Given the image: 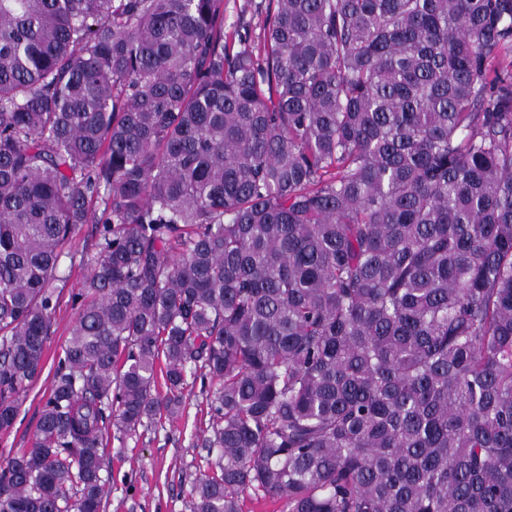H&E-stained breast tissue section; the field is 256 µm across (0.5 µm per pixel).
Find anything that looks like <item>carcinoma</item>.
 <instances>
[{
  "mask_svg": "<svg viewBox=\"0 0 512 512\" xmlns=\"http://www.w3.org/2000/svg\"><path fill=\"white\" fill-rule=\"evenodd\" d=\"M0 0V512H103L207 390L190 512H512V0ZM269 0H224L226 24L238 23L247 32L246 45L252 46L262 34ZM91 228L92 224H84L67 249L69 255L61 258L58 269L60 281L57 282L58 286L62 287L61 298L53 316L52 334L46 344L47 361L41 377L22 397L14 428L10 433H0V464L4 463L8 456L31 445L41 406L52 388L54 363L69 337L76 318V309L72 307L69 297L71 293L78 291L87 274V268L81 264V258L93 250Z\"/></svg>",
  "mask_w": 512,
  "mask_h": 512,
  "instance_id": "carcinoma-1",
  "label": "carcinoma"
}]
</instances>
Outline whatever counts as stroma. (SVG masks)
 Wrapping results in <instances>:
<instances>
[{
  "instance_id": "obj_1",
  "label": "stroma",
  "mask_w": 512,
  "mask_h": 512,
  "mask_svg": "<svg viewBox=\"0 0 512 512\" xmlns=\"http://www.w3.org/2000/svg\"><path fill=\"white\" fill-rule=\"evenodd\" d=\"M267 4L268 0H224V15L227 22L240 24L254 42L262 33ZM93 243L90 225H83L60 262L61 298L46 344L47 362L23 397L14 428L0 433V464L31 445L41 406L52 388L54 365L76 318L69 297L87 273L81 258L91 252ZM208 423L206 395L195 383L185 389L178 417L161 419L140 429L133 438L109 437L106 454L110 468L103 499L106 512H189L190 486L207 468L201 440Z\"/></svg>"
}]
</instances>
